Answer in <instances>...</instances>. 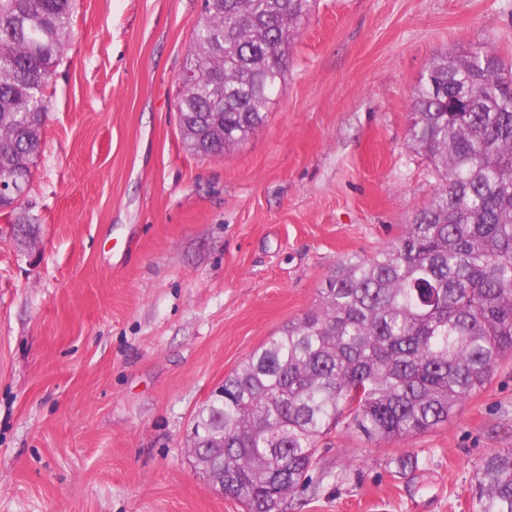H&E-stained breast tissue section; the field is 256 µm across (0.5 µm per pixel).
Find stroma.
Returning a JSON list of instances; mask_svg holds the SVG:
<instances>
[{
    "instance_id": "obj_1",
    "label": "stroma",
    "mask_w": 512,
    "mask_h": 512,
    "mask_svg": "<svg viewBox=\"0 0 512 512\" xmlns=\"http://www.w3.org/2000/svg\"><path fill=\"white\" fill-rule=\"evenodd\" d=\"M200 18L201 0L75 2L17 211L38 238L0 215V512H244L192 462L195 412L431 196L409 142L428 64L478 45L512 58V0H315L265 123L200 158L175 108ZM499 448L512 360L433 430L331 433L318 494L288 512H472Z\"/></svg>"
}]
</instances>
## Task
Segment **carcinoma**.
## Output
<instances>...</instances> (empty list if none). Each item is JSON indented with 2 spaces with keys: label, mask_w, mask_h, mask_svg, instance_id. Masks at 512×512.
<instances>
[{
  "label": "carcinoma",
  "mask_w": 512,
  "mask_h": 512,
  "mask_svg": "<svg viewBox=\"0 0 512 512\" xmlns=\"http://www.w3.org/2000/svg\"><path fill=\"white\" fill-rule=\"evenodd\" d=\"M75 0H0V176L31 181ZM311 0H208L176 104L185 146L221 156L265 122ZM224 74V88L213 84ZM412 147L438 184L393 244L345 259L301 318L197 410L188 447L245 512H287L338 426L395 442L448 420L512 359V62L483 46L430 62ZM473 512H512V448L476 467Z\"/></svg>",
  "instance_id": "1"
}]
</instances>
